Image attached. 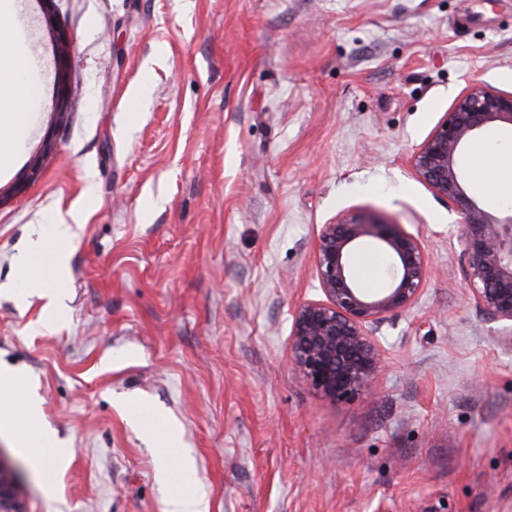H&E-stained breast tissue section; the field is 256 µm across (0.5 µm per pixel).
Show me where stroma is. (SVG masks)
Segmentation results:
<instances>
[{
    "mask_svg": "<svg viewBox=\"0 0 512 512\" xmlns=\"http://www.w3.org/2000/svg\"><path fill=\"white\" fill-rule=\"evenodd\" d=\"M72 38L52 127L53 47L15 0L39 90L0 189V370L66 454L48 479L0 434L26 512H512V351L463 299L457 216L412 152L474 80L512 91V0H56ZM55 150L29 165L46 131ZM359 208L420 234L431 276L378 334L373 395L333 401L288 365L320 298L317 234ZM76 218L52 297L16 259ZM174 428L190 485L161 483L127 410ZM168 512H207L203 500L195 494L185 492L172 497L167 503Z\"/></svg>",
    "mask_w": 512,
    "mask_h": 512,
    "instance_id": "35a3bbf8",
    "label": "stroma"
}]
</instances>
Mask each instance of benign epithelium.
Listing matches in <instances>:
<instances>
[{
  "label": "benign epithelium",
  "instance_id": "1",
  "mask_svg": "<svg viewBox=\"0 0 512 512\" xmlns=\"http://www.w3.org/2000/svg\"><path fill=\"white\" fill-rule=\"evenodd\" d=\"M54 49V122H63L69 100L71 38L57 25L55 0H38ZM487 131L512 132V92L479 80L456 97L441 122L411 156L418 179L448 201L458 216L456 245L467 300L486 318L512 325V208L495 215L467 187L461 157L466 144ZM50 135L41 141L30 166L39 175L54 150ZM375 243L391 257L388 285L364 292L349 264L359 245ZM322 298L295 306L288 338V364L308 387L332 400L369 394L385 368L377 332L388 316L413 307L430 268L424 241L383 217L347 210L322 225L314 249ZM0 512H24L15 475L0 461Z\"/></svg>",
  "mask_w": 512,
  "mask_h": 512
}]
</instances>
